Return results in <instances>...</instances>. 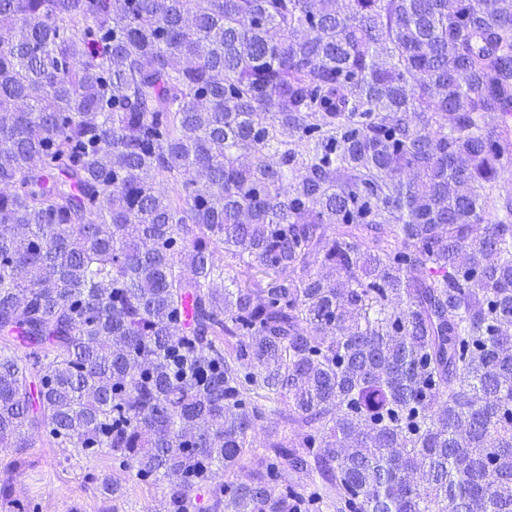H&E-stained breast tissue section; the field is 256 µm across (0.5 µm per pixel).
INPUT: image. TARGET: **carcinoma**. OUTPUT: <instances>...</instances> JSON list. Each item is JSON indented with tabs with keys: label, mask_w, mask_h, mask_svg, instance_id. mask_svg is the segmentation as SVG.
<instances>
[{
	"label": "carcinoma",
	"mask_w": 512,
	"mask_h": 512,
	"mask_svg": "<svg viewBox=\"0 0 512 512\" xmlns=\"http://www.w3.org/2000/svg\"><path fill=\"white\" fill-rule=\"evenodd\" d=\"M508 112L512 0H0V448L512 512Z\"/></svg>",
	"instance_id": "1"
}]
</instances>
